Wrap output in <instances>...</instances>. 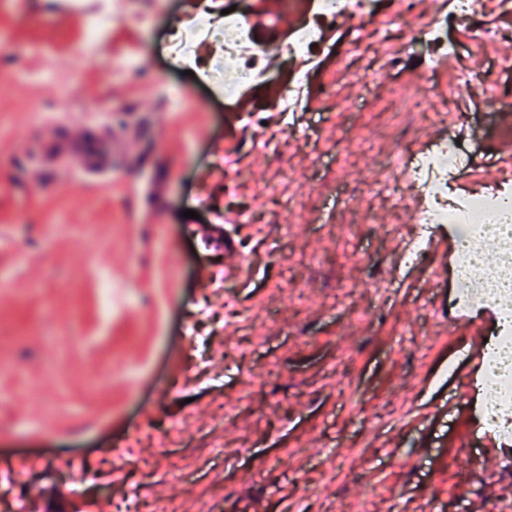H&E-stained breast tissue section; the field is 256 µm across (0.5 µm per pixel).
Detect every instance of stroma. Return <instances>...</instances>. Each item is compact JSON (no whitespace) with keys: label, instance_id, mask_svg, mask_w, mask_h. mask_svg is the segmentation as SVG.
Instances as JSON below:
<instances>
[{"label":"stroma","instance_id":"stroma-1","mask_svg":"<svg viewBox=\"0 0 512 512\" xmlns=\"http://www.w3.org/2000/svg\"><path fill=\"white\" fill-rule=\"evenodd\" d=\"M502 2L478 0L448 30L457 55L420 66L382 64L409 39L395 12L366 16L358 49L336 30L307 108L283 112L296 62L230 102L237 62L205 33L204 74L175 63L190 0H0V473L24 474L0 512H512V451L489 448L464 387L486 370L473 328L492 334L495 314L443 330L453 230L418 223L416 188L379 189L396 147L451 126L477 169L501 167L512 118L482 104L489 90L512 103ZM247 3L262 39H285L305 8ZM102 8L109 26L83 50ZM335 88L356 110L336 111ZM399 89L446 98L444 123L391 111ZM93 101L111 103L103 120L125 145L107 185L43 169L34 150L47 121H80ZM404 231L427 243L418 263L392 255ZM103 273L123 306L103 308Z\"/></svg>","mask_w":512,"mask_h":512}]
</instances>
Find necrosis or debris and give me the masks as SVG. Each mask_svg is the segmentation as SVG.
Segmentation results:
<instances>
[{"label": "necrosis or debris", "mask_w": 512, "mask_h": 512, "mask_svg": "<svg viewBox=\"0 0 512 512\" xmlns=\"http://www.w3.org/2000/svg\"><path fill=\"white\" fill-rule=\"evenodd\" d=\"M213 37L223 44L225 54L248 58L224 81V97L231 100L263 77L257 62L269 48L254 40L242 11L236 14L235 27L214 31ZM471 158L453 133L429 149L402 150L386 167L391 183L425 188L421 223L447 224L455 212L464 215L463 224L456 226L459 261L454 302L466 310L488 306L498 310L497 329L487 346L479 413L485 429L508 442L512 440V180L498 179L489 193L460 198L449 184Z\"/></svg>", "instance_id": "necrosis-or-debris-1"}]
</instances>
